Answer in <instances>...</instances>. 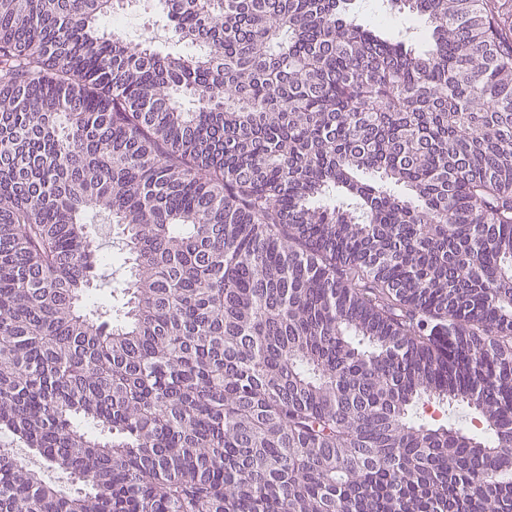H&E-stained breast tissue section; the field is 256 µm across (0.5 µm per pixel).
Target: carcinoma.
Masks as SVG:
<instances>
[{"instance_id": "1", "label": "carcinoma", "mask_w": 512, "mask_h": 512, "mask_svg": "<svg viewBox=\"0 0 512 512\" xmlns=\"http://www.w3.org/2000/svg\"><path fill=\"white\" fill-rule=\"evenodd\" d=\"M124 2L0 0V430L70 480L0 512H512V0ZM140 5L131 10L129 7L117 11L118 15H107L99 22V28L107 34L126 36L130 39L138 37L152 39L153 48L162 52H185L187 45L176 42L172 37V23L158 5L157 0H140ZM150 33L153 37L143 36ZM383 0H353L349 5L350 17L357 23L379 28L387 35L411 37L407 46L426 48L429 42V29L424 20L410 17L399 6H389L385 11ZM391 8V9H390ZM100 224H93L94 227V233H96L98 236H100V243H102V252L104 255H106L108 258H110L111 266L114 261V265L118 266L119 259H120V253L119 250L121 248L120 245H118V235L117 232L120 230L112 228V226L104 228V230L100 229ZM102 233V235H101ZM104 233V234H103ZM420 414L423 415V422H426L428 424L432 425H448V422H454L451 421L456 419V423L458 422L459 425L464 427L467 431L474 429V422L472 412H465L463 410H457L454 411L451 415H448L450 413V410H448V405L438 403L437 401L431 400L428 404L424 405V408L420 406L419 409Z\"/></svg>"}]
</instances>
